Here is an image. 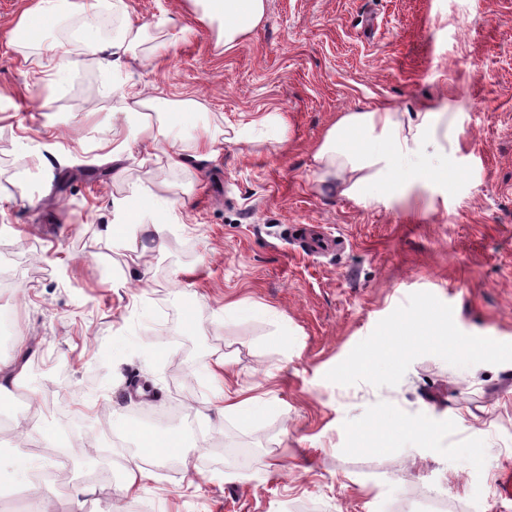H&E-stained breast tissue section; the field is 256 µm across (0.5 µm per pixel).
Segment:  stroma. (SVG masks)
<instances>
[{
    "instance_id": "1",
    "label": "stroma",
    "mask_w": 512,
    "mask_h": 512,
    "mask_svg": "<svg viewBox=\"0 0 512 512\" xmlns=\"http://www.w3.org/2000/svg\"><path fill=\"white\" fill-rule=\"evenodd\" d=\"M29 4L0 0V364L26 361L0 394V512H512V0H266L229 50L189 0H118L166 51L103 69L71 17L61 80L14 42ZM116 83L201 101L186 140L255 130L181 169L111 162ZM425 104L458 139L425 144L404 183L361 202L321 179L340 114ZM90 167L105 177L56 194ZM135 193L172 220L163 248L106 234ZM226 355L229 383L267 402L251 419L214 416ZM193 418L184 461L143 464L133 493L125 472L92 478L109 439ZM23 460L52 485L16 490Z\"/></svg>"
}]
</instances>
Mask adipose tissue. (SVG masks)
<instances>
[{"label":"adipose tissue","mask_w":512,"mask_h":512,"mask_svg":"<svg viewBox=\"0 0 512 512\" xmlns=\"http://www.w3.org/2000/svg\"><path fill=\"white\" fill-rule=\"evenodd\" d=\"M202 11L205 19L219 25L217 42L224 48H233L248 36L264 19L266 0H191ZM84 20L85 35L82 40L86 53L96 57L106 68L115 67L124 58H137V50L147 43L151 33L147 25L126 24L119 35L109 40L99 39L98 23L101 14L96 0H35L16 22L17 30L26 34L30 44H41L40 24H57L63 16ZM46 44V43H43ZM57 74L68 69L69 52L61 45L46 44ZM125 120L129 135L112 136L113 160H120L133 149L142 148L162 158L171 168L185 165L189 157L214 160L219 156L220 143L210 130L196 138L193 148H186L178 137L170 116L177 113L203 111V104L193 97L169 98L143 90L123 92ZM156 113L161 122L151 125L146 115ZM439 121L432 107L418 113L416 121L407 123L396 120L387 109L368 112H347L327 131L323 142L313 155V161L323 176L338 179L342 195L350 198H368L383 176L403 180L408 169L420 155L423 144L435 136ZM146 209L139 198H131L120 205L107 232L123 230V243L136 244L135 230L144 227L151 241L160 245L166 240L170 227L162 222L146 223Z\"/></svg>","instance_id":"ef3b65f1"}]
</instances>
